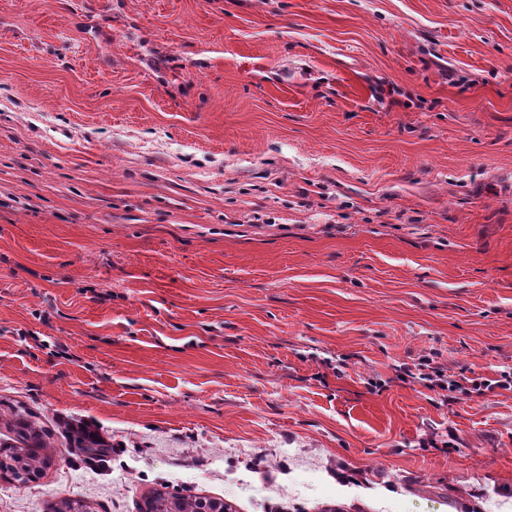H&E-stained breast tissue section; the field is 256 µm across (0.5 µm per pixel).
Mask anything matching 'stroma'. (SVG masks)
Instances as JSON below:
<instances>
[{"mask_svg": "<svg viewBox=\"0 0 512 512\" xmlns=\"http://www.w3.org/2000/svg\"><path fill=\"white\" fill-rule=\"evenodd\" d=\"M425 355L512 371V0H0V403L112 444L0 512L512 504ZM172 498L179 499L182 503V512H196L199 498H186L167 491L156 490L144 500L139 507L140 512H168V505Z\"/></svg>", "mask_w": 512, "mask_h": 512, "instance_id": "35a3bbf8", "label": "stroma"}]
</instances>
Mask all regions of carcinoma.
<instances>
[{
  "label": "carcinoma",
  "instance_id": "carcinoma-1",
  "mask_svg": "<svg viewBox=\"0 0 512 512\" xmlns=\"http://www.w3.org/2000/svg\"><path fill=\"white\" fill-rule=\"evenodd\" d=\"M5 428L7 439L0 442V476L22 484L41 478L51 463V456L31 452L33 448H49L62 439L71 454L87 461H103L112 452V444L85 423L43 425L37 416L22 406L7 407ZM174 494L157 490L144 500L139 512H167Z\"/></svg>",
  "mask_w": 512,
  "mask_h": 512
}]
</instances>
